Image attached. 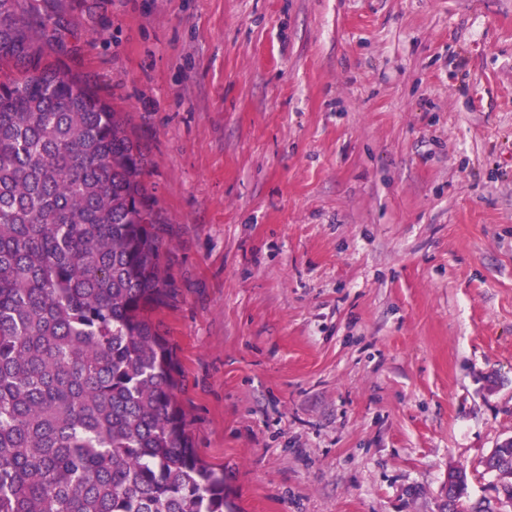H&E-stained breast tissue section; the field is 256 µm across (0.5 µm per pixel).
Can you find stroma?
Segmentation results:
<instances>
[{"mask_svg": "<svg viewBox=\"0 0 512 512\" xmlns=\"http://www.w3.org/2000/svg\"><path fill=\"white\" fill-rule=\"evenodd\" d=\"M45 61L144 160L157 314L242 512L496 500L512 438V0H60ZM487 472H494L501 480L500 488H498V500L501 501L499 495L502 494L505 502L512 504V446L502 448L498 445L493 451L491 457L484 462ZM458 470L448 471V480L450 474L456 475ZM467 497V475L465 471L460 470L456 475V482L448 488V512H496L490 501H478L469 503Z\"/></svg>", "mask_w": 512, "mask_h": 512, "instance_id": "1", "label": "stroma"}]
</instances>
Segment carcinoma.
I'll use <instances>...</instances> for the list:
<instances>
[{
    "mask_svg": "<svg viewBox=\"0 0 512 512\" xmlns=\"http://www.w3.org/2000/svg\"><path fill=\"white\" fill-rule=\"evenodd\" d=\"M0 0V512H224L150 314L171 288L144 158L86 83L42 62L55 0ZM512 504V446L484 462ZM467 475L448 512L470 503Z\"/></svg>",
    "mask_w": 512,
    "mask_h": 512,
    "instance_id": "carcinoma-1",
    "label": "carcinoma"
}]
</instances>
